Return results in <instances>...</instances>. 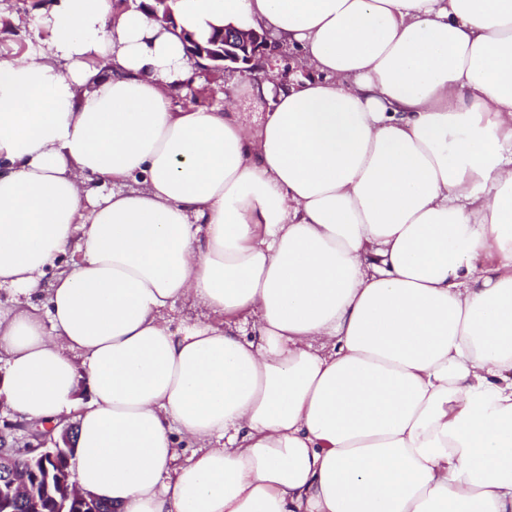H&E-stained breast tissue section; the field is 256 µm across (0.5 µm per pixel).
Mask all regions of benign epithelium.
Returning a JSON list of instances; mask_svg holds the SVG:
<instances>
[{
	"mask_svg": "<svg viewBox=\"0 0 512 512\" xmlns=\"http://www.w3.org/2000/svg\"><path fill=\"white\" fill-rule=\"evenodd\" d=\"M187 41L197 47L198 53L212 61L206 72L213 73L226 69L245 72L251 69L255 56L265 55L268 35L265 32L228 29L224 32V52L218 55L197 45V41L190 33L187 34ZM73 430L74 427L70 425L62 430L60 437L56 438L50 431L31 429L29 430L30 441L21 451L9 446L0 435V501L6 503L12 499L22 498L27 503L28 512H42L41 499L32 484V469L17 468L16 457L25 453L29 455V461L37 462L47 456L53 459L59 454L68 455L73 452ZM57 485L56 501L63 506L74 501L89 506L96 501V497L84 490L69 470L59 475Z\"/></svg>",
	"mask_w": 512,
	"mask_h": 512,
	"instance_id": "7a95c632",
	"label": "benign epithelium"
}]
</instances>
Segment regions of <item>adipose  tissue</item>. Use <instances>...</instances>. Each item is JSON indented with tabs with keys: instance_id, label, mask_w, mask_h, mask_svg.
I'll use <instances>...</instances> for the list:
<instances>
[{
	"instance_id": "1",
	"label": "adipose tissue",
	"mask_w": 512,
	"mask_h": 512,
	"mask_svg": "<svg viewBox=\"0 0 512 512\" xmlns=\"http://www.w3.org/2000/svg\"><path fill=\"white\" fill-rule=\"evenodd\" d=\"M174 13L313 73L247 81L250 127L175 104L195 62L143 9L31 17L0 54V407L73 424L112 512H512V0Z\"/></svg>"
}]
</instances>
